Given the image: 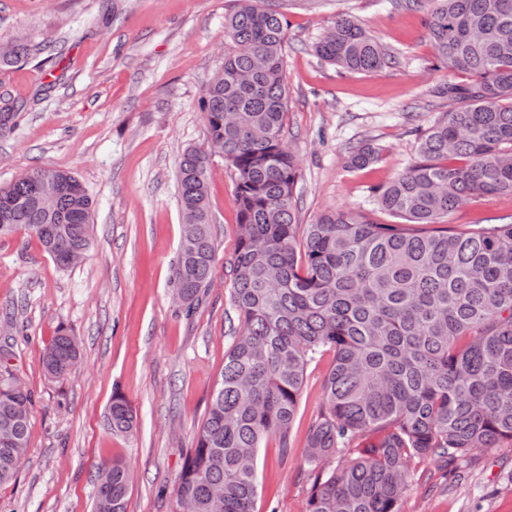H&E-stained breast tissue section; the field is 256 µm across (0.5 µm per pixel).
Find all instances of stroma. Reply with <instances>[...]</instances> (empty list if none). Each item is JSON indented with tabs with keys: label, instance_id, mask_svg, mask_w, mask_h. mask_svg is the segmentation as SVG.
<instances>
[{
	"label": "stroma",
	"instance_id": "35a3bbf8",
	"mask_svg": "<svg viewBox=\"0 0 512 512\" xmlns=\"http://www.w3.org/2000/svg\"><path fill=\"white\" fill-rule=\"evenodd\" d=\"M240 0H0V40L49 42L48 55L0 69V97L23 104L18 128L0 138V185L36 167L73 172L93 206V245L79 265L58 269L36 236L0 237V335L10 369L35 395L29 451L15 480L0 485V512H92L93 476L115 459L131 469L127 512H171L183 460L224 369L238 317L230 302L237 246L235 175L213 157L209 183L216 259L192 317L178 313L172 272L182 234L176 174L186 148L206 145L198 107L224 63V16ZM289 102L284 139L299 167L298 220L333 208L365 209L370 188L414 158L416 128L436 118L427 17L385 0H284ZM367 24L401 63L351 73L312 46L337 13ZM382 147L379 163L353 170L348 147ZM511 196H479L450 226L500 224ZM73 330L81 362L49 379L43 352L59 327ZM331 355L310 363L292 447L258 454L255 512H306L313 478L309 427ZM129 402L133 435L112 434L113 390ZM401 512H512V442L475 450L447 468L409 463Z\"/></svg>",
	"mask_w": 512,
	"mask_h": 512
}]
</instances>
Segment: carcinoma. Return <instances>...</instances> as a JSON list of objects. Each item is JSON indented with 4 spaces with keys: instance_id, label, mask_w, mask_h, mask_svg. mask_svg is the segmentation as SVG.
I'll return each instance as SVG.
<instances>
[{
    "instance_id": "cac0c4a2",
    "label": "carcinoma",
    "mask_w": 512,
    "mask_h": 512,
    "mask_svg": "<svg viewBox=\"0 0 512 512\" xmlns=\"http://www.w3.org/2000/svg\"><path fill=\"white\" fill-rule=\"evenodd\" d=\"M279 0H244L224 16V65L199 105L208 148L186 150L177 176L183 224L173 287L189 316L210 282L216 245L209 219L211 156L235 173L238 242L230 299L239 327L221 380L178 475L172 512H254L258 452L268 441L291 448L310 362L333 354L320 409L306 444L318 469L307 512H399L411 488L408 462L430 455L452 465L469 452L512 441V222L464 231L448 216L476 195L512 196V0H394L427 14L438 67L431 89L444 107L417 142V157L371 203L399 219L373 221L366 210L332 209L297 222V160L283 136L288 111ZM0 67L28 59L34 45L12 37ZM317 57L347 72L396 63L365 23L331 21L313 45ZM460 72L472 75L459 82ZM22 107L0 98V136ZM382 148L349 147L348 166L366 169ZM463 164L456 165L454 161ZM61 184L54 212L38 203L37 183ZM92 202L71 172L36 167L0 187V236L38 238L57 267L92 243ZM80 360L62 327L43 353L47 376L65 380ZM0 364V484L12 481L29 449L33 394ZM112 433L130 435L133 411L115 393ZM101 503L126 512L131 473L103 464Z\"/></svg>"
}]
</instances>
